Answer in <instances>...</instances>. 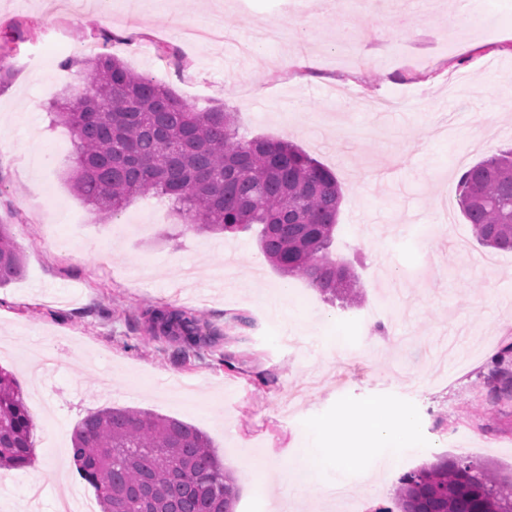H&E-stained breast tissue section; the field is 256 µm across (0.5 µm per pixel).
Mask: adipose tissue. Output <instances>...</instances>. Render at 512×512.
Listing matches in <instances>:
<instances>
[{
    "label": "adipose tissue",
    "instance_id": "adipose-tissue-1",
    "mask_svg": "<svg viewBox=\"0 0 512 512\" xmlns=\"http://www.w3.org/2000/svg\"><path fill=\"white\" fill-rule=\"evenodd\" d=\"M310 432L318 443L303 452L309 468L317 469L322 461L330 460L340 474L351 471L361 457L379 449H390L394 457L421 445L413 411L379 398L356 408H342L333 418L315 422Z\"/></svg>",
    "mask_w": 512,
    "mask_h": 512
}]
</instances>
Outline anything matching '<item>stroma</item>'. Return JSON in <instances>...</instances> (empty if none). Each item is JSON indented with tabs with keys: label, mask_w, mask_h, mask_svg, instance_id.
Wrapping results in <instances>:
<instances>
[{
	"label": "stroma",
	"mask_w": 512,
	"mask_h": 512,
	"mask_svg": "<svg viewBox=\"0 0 512 512\" xmlns=\"http://www.w3.org/2000/svg\"><path fill=\"white\" fill-rule=\"evenodd\" d=\"M112 0L72 17L62 0H0V224L23 252L0 288V369L35 424L36 466L0 469V498L56 512L95 499L71 453L74 427L105 407L147 410L206 432L237 479L235 512H341L297 484L314 421L372 398L412 407L421 447L397 477L363 460L348 505L393 507L398 477L454 455L512 476V395L487 382L512 344V252L493 272L463 218L461 174L512 147V0ZM482 13L491 31L466 17ZM284 38L243 53L252 28ZM105 54L194 105L236 113L246 136L287 140L343 188L331 250L350 261L359 307L330 304L275 270L256 231L198 233L151 195L114 218L85 206L68 172L69 130L51 121L61 63ZM193 280L176 282L183 266ZM389 300L388 316L368 314ZM150 306L200 310L219 345L182 356L144 329ZM41 346L58 367L24 353Z\"/></svg>",
	"instance_id": "35a3bbf8"
}]
</instances>
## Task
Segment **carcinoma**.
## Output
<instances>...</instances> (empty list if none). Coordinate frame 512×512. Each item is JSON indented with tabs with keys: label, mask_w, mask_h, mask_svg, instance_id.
Returning <instances> with one entry per match:
<instances>
[{
	"label": "carcinoma",
	"mask_w": 512,
	"mask_h": 512,
	"mask_svg": "<svg viewBox=\"0 0 512 512\" xmlns=\"http://www.w3.org/2000/svg\"><path fill=\"white\" fill-rule=\"evenodd\" d=\"M51 114L71 133L73 189L90 208L118 214L136 196L167 201L199 232L235 234L260 225L258 243L277 271L308 281L326 300L356 307L355 274L331 253L342 202L336 176L298 146L239 134L235 113L198 110L109 55L89 63ZM461 212L477 242L512 251V149L459 179ZM23 271L21 251L0 224V288ZM154 338L183 356L216 343L192 310L146 312ZM34 425L21 390L0 369V466L31 464ZM72 456L102 512H234L236 478L197 427L149 411L106 408L72 434ZM397 512H512V478L449 456L404 474Z\"/></svg>",
	"instance_id": "1"
}]
</instances>
